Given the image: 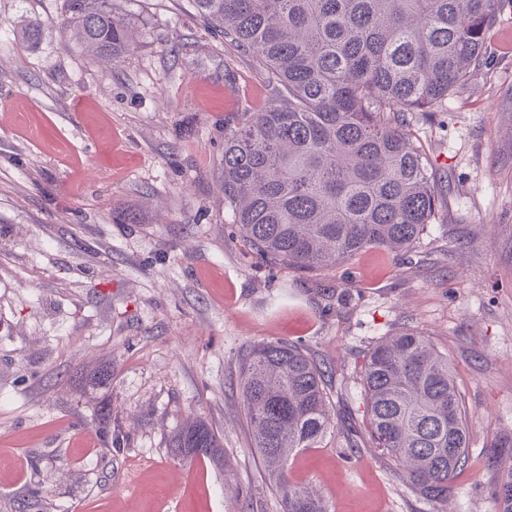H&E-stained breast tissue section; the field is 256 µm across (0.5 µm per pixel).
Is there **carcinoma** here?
<instances>
[{
    "mask_svg": "<svg viewBox=\"0 0 512 512\" xmlns=\"http://www.w3.org/2000/svg\"><path fill=\"white\" fill-rule=\"evenodd\" d=\"M87 52L116 60L131 39L112 0H68ZM260 72L265 106L224 134V200L247 246L272 266L315 271L371 248L410 250L436 220V170L410 115L427 114L490 70L512 0H193ZM253 447L282 512H329L291 484L290 461L334 428L336 382L292 341L239 355ZM367 433L411 489L443 503L469 464L468 422L448 355L417 330L386 338L361 372ZM186 457L225 462L196 421L173 437ZM495 496L512 512V468Z\"/></svg>",
    "mask_w": 512,
    "mask_h": 512,
    "instance_id": "carcinoma-1",
    "label": "carcinoma"
}]
</instances>
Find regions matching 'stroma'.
I'll list each match as a JSON object with an SVG mask.
<instances>
[{
    "instance_id": "obj_1",
    "label": "stroma",
    "mask_w": 512,
    "mask_h": 512,
    "mask_svg": "<svg viewBox=\"0 0 512 512\" xmlns=\"http://www.w3.org/2000/svg\"><path fill=\"white\" fill-rule=\"evenodd\" d=\"M112 12L134 30L116 61L75 44L66 0H0V512H281L239 391L240 352L278 339L338 383L335 429L297 456L294 486L330 512H497L512 468L494 448L512 437V51L412 118L444 198L414 248L304 273L252 255L224 199V133L265 103L251 62L191 0ZM405 329L447 354L468 413L470 462L443 505L364 432L365 354ZM197 419L226 465L174 452Z\"/></svg>"
}]
</instances>
